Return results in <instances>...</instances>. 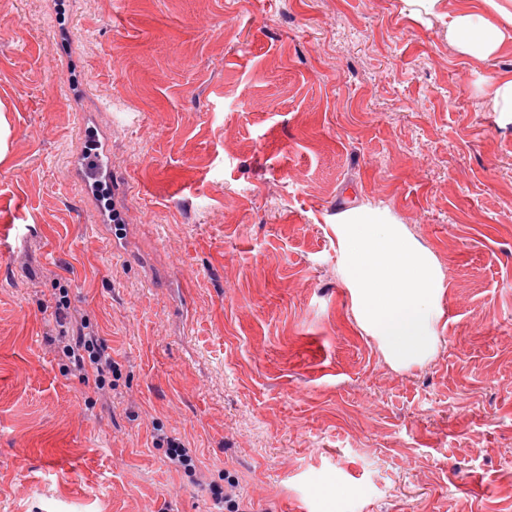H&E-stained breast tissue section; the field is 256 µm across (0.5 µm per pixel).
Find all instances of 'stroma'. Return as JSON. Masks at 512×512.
<instances>
[{"instance_id":"stroma-1","label":"stroma","mask_w":512,"mask_h":512,"mask_svg":"<svg viewBox=\"0 0 512 512\" xmlns=\"http://www.w3.org/2000/svg\"><path fill=\"white\" fill-rule=\"evenodd\" d=\"M447 25L401 0H0V512H213L228 471L249 512H512V123L484 83L512 44L464 58ZM82 112L128 193L117 237L70 166ZM361 205L449 288L406 371L336 272ZM63 288L110 393L63 368ZM166 443L168 448V458L177 467H182L184 470H190L193 467L192 458L183 450V445L171 440L168 437L157 436L153 440V444L157 448H163Z\"/></svg>"}]
</instances>
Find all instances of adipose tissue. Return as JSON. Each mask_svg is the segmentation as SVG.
Returning a JSON list of instances; mask_svg holds the SVG:
<instances>
[{"instance_id":"ef3b65f1","label":"adipose tissue","mask_w":512,"mask_h":512,"mask_svg":"<svg viewBox=\"0 0 512 512\" xmlns=\"http://www.w3.org/2000/svg\"><path fill=\"white\" fill-rule=\"evenodd\" d=\"M512 41V0H457L448 11V44L459 56L487 60Z\"/></svg>"}]
</instances>
